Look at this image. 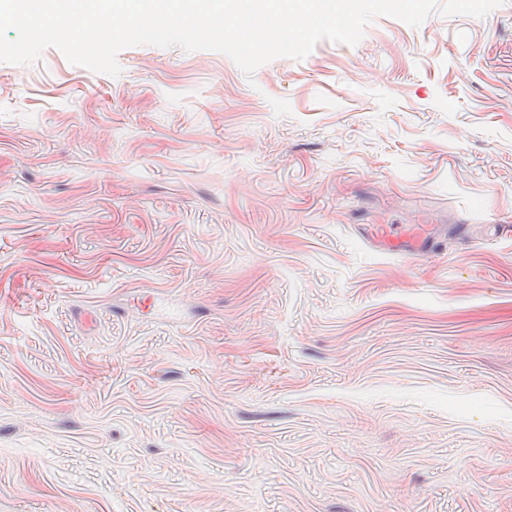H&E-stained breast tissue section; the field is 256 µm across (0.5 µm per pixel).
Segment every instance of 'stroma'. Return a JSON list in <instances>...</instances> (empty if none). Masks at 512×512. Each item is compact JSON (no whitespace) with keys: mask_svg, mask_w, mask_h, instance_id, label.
<instances>
[{"mask_svg":"<svg viewBox=\"0 0 512 512\" xmlns=\"http://www.w3.org/2000/svg\"><path fill=\"white\" fill-rule=\"evenodd\" d=\"M117 60L0 62V512H512V0ZM360 236L372 247L390 255H424L439 242V237L423 224L405 227L395 224L360 225Z\"/></svg>","mask_w":512,"mask_h":512,"instance_id":"1","label":"stroma"}]
</instances>
